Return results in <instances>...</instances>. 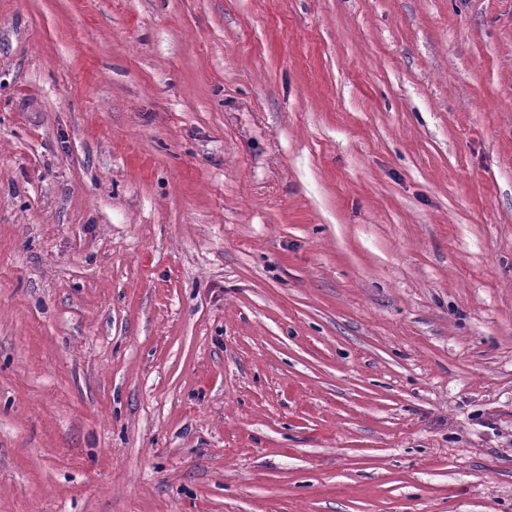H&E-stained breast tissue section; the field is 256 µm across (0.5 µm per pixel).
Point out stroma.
<instances>
[{
	"mask_svg": "<svg viewBox=\"0 0 512 512\" xmlns=\"http://www.w3.org/2000/svg\"><path fill=\"white\" fill-rule=\"evenodd\" d=\"M0 512H512V0H0Z\"/></svg>",
	"mask_w": 512,
	"mask_h": 512,
	"instance_id": "1",
	"label": "stroma"
}]
</instances>
